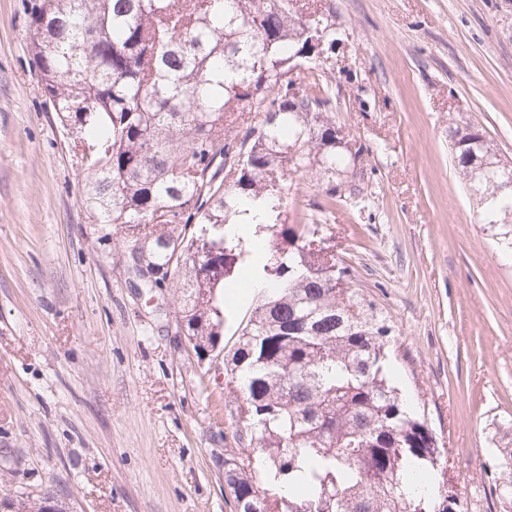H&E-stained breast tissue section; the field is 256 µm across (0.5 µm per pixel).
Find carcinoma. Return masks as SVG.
I'll return each mask as SVG.
<instances>
[{"instance_id":"carcinoma-1","label":"carcinoma","mask_w":512,"mask_h":512,"mask_svg":"<svg viewBox=\"0 0 512 512\" xmlns=\"http://www.w3.org/2000/svg\"><path fill=\"white\" fill-rule=\"evenodd\" d=\"M333 49L335 15L306 0H38L31 53L61 124L92 149L84 197L96 224L149 240L147 287L180 284L194 350L223 335L226 293L250 255L268 285L224 353L237 447L224 449L236 512H448V457L394 384L391 326L354 287L326 225L282 219L292 174L350 172L322 64L299 69V20ZM313 97L301 112L288 89ZM479 223L512 216V164L477 125L448 128ZM252 237L240 217L257 201ZM512 491V448L483 464ZM11 512H43L17 495Z\"/></svg>"}]
</instances>
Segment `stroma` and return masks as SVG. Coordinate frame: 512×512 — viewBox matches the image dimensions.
Returning <instances> with one entry per match:
<instances>
[{
	"label": "stroma",
	"instance_id": "1",
	"mask_svg": "<svg viewBox=\"0 0 512 512\" xmlns=\"http://www.w3.org/2000/svg\"><path fill=\"white\" fill-rule=\"evenodd\" d=\"M334 115L361 143V198L322 214L396 328L394 382L418 393L464 512H512L480 467L512 425V263L459 179L452 126L512 159V0H317ZM30 0H0V495L70 512H230L224 357L184 351L177 288L128 275L123 225L93 223L72 136L30 51Z\"/></svg>",
	"mask_w": 512,
	"mask_h": 512
}]
</instances>
